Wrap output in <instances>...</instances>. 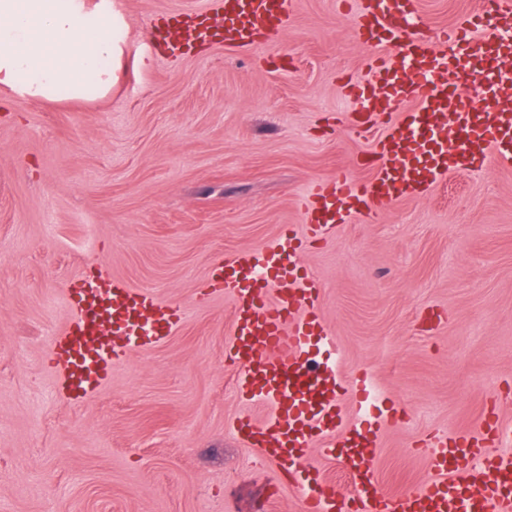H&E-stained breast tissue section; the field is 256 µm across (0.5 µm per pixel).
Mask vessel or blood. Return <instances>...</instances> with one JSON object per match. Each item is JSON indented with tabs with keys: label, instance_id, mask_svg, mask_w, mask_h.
Listing matches in <instances>:
<instances>
[{
	"label": "vessel or blood",
	"instance_id": "b4317fda",
	"mask_svg": "<svg viewBox=\"0 0 512 512\" xmlns=\"http://www.w3.org/2000/svg\"><path fill=\"white\" fill-rule=\"evenodd\" d=\"M217 11L225 45L244 48L287 30L290 0H220ZM420 25L414 0H357L356 40L388 56L348 84L358 105L352 121L367 132L393 101L412 110L376 140L368 181L352 182L341 169L313 183L301 201L302 232L286 229L267 246L221 260L210 284L234 302L229 355L239 368L238 392L270 409L265 420L238 421L237 430L271 466V485L300 491L304 512H512V423L495 412L432 440L424 450L431 479L399 496L383 488L361 428L338 439L336 374L319 357L333 343L317 311L321 285L296 272L304 240L354 217L378 219L387 202L418 196L463 166L512 159V107L500 96L512 88V0H494L493 13L471 15L433 45L419 37ZM214 36L209 16L189 10L170 35L171 50ZM468 88L482 94L485 109H462ZM68 302L72 315L51 341L49 362L71 399L98 392L114 364L160 344L182 319L180 305L101 272L81 274ZM316 439L327 457L343 458L354 485L346 504L308 460Z\"/></svg>",
	"mask_w": 512,
	"mask_h": 512
}]
</instances>
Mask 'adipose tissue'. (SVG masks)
<instances>
[{
	"label": "adipose tissue",
	"instance_id": "ef3b65f1",
	"mask_svg": "<svg viewBox=\"0 0 512 512\" xmlns=\"http://www.w3.org/2000/svg\"><path fill=\"white\" fill-rule=\"evenodd\" d=\"M118 54L112 4L101 0H0V84L24 99H49L62 86H112Z\"/></svg>",
	"mask_w": 512,
	"mask_h": 512
}]
</instances>
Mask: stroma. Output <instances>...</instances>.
I'll list each match as a JSON object with an SVG mask.
<instances>
[{
  "mask_svg": "<svg viewBox=\"0 0 512 512\" xmlns=\"http://www.w3.org/2000/svg\"><path fill=\"white\" fill-rule=\"evenodd\" d=\"M286 34L244 49L214 41L177 56L129 49L155 20L213 0H118L120 55L104 96L15 99L0 85V512H303L233 429L269 410L243 400L227 356L231 299L196 298L214 264L301 228L299 199L365 163L370 132L331 130L357 108L344 82L378 51L353 36L342 0H293ZM482 0H419L438 37ZM302 267L343 377L371 398L340 406L376 444L399 495L429 478L421 448L491 409L512 421V162L465 168L377 222L336 225ZM181 305L160 345L112 368L80 402L48 362L84 268Z\"/></svg>",
  "mask_w": 512,
  "mask_h": 512,
  "instance_id": "obj_1",
  "label": "stroma"
}]
</instances>
